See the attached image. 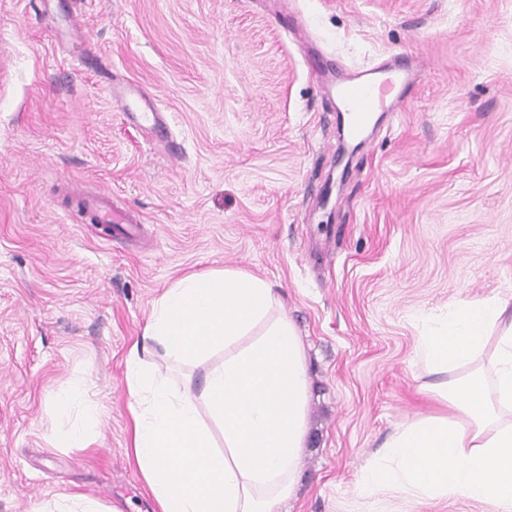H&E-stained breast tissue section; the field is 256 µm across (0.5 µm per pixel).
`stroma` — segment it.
<instances>
[{
  "mask_svg": "<svg viewBox=\"0 0 512 512\" xmlns=\"http://www.w3.org/2000/svg\"><path fill=\"white\" fill-rule=\"evenodd\" d=\"M395 57L419 81L342 159L326 83ZM114 85L156 99L181 154ZM65 178L136 231L90 223ZM211 269L270 282L308 348L286 512H370L358 472L437 409L422 315L512 297V0H0V512H152L126 356L161 293ZM77 380L93 416L56 405ZM378 510L491 512L392 492Z\"/></svg>",
  "mask_w": 512,
  "mask_h": 512,
  "instance_id": "1",
  "label": "stroma"
}]
</instances>
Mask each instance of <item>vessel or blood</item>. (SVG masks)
Masks as SVG:
<instances>
[{"label": "vessel or blood", "mask_w": 512, "mask_h": 512, "mask_svg": "<svg viewBox=\"0 0 512 512\" xmlns=\"http://www.w3.org/2000/svg\"><path fill=\"white\" fill-rule=\"evenodd\" d=\"M408 83V67L401 61L388 71L366 70L339 84L336 96L344 115L341 123L343 139L355 143L365 140L371 114L391 111L394 102L402 98ZM112 99L119 109L143 120L148 127H162V114L152 99L123 89L113 90ZM82 203L95 223L130 224L134 221L133 216L114 209L109 193L83 197Z\"/></svg>", "instance_id": "vessel-or-blood-1"}]
</instances>
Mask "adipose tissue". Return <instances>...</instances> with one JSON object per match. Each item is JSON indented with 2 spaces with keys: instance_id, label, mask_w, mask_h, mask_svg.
I'll return each mask as SVG.
<instances>
[{
  "instance_id": "1",
  "label": "adipose tissue",
  "mask_w": 512,
  "mask_h": 512,
  "mask_svg": "<svg viewBox=\"0 0 512 512\" xmlns=\"http://www.w3.org/2000/svg\"><path fill=\"white\" fill-rule=\"evenodd\" d=\"M206 363L183 386L158 375L154 350ZM416 353L447 408L416 415L356 480L358 495L463 498L512 512V301L462 299L435 317ZM220 362H213V355ZM132 453L154 512H280L308 442L312 381L302 337L266 280L210 270L155 301L130 347Z\"/></svg>"
}]
</instances>
